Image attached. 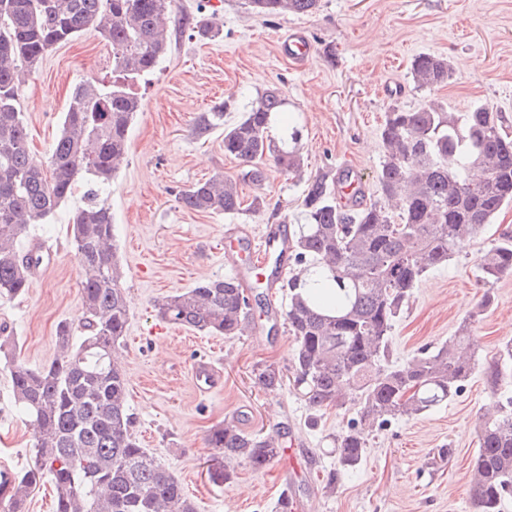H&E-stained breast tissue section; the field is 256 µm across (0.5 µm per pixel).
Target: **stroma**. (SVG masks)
Wrapping results in <instances>:
<instances>
[{"mask_svg": "<svg viewBox=\"0 0 512 512\" xmlns=\"http://www.w3.org/2000/svg\"><path fill=\"white\" fill-rule=\"evenodd\" d=\"M205 22L220 26L219 38L198 35ZM293 28L311 44V57L301 66L279 48ZM166 35V57L131 86L143 108L130 129L126 160L101 195L112 211L122 286L134 300L120 354L142 447L182 483L198 512H275L287 488L299 501L298 512H473L469 462L493 399L486 372L512 341V275L483 283L479 263L501 232H512V205L448 264L422 278L392 329L391 359L403 363L473 318L478 362L463 392L448 405L371 432L364 461L331 492L323 474L336 466L333 439L359 406L351 401L327 410L310 426L313 411L294 385L286 290L266 288L248 332L232 339L178 325L163 334L158 305L203 279L229 275L254 285L261 235L279 223L287 234L297 233L309 178L348 169L374 194L383 157L378 130L390 105L415 109L435 97L463 112L480 100L499 112L512 133V0H322L314 14L274 18L252 14L246 0H173ZM422 53L447 57L453 67L448 86L432 93L415 89L410 64ZM89 78L112 82V48L92 30L54 49L28 77L20 110L37 156L47 155L58 137L71 89ZM273 86L285 104L272 134L299 130L301 174L272 167L262 185L243 182L244 201L257 195L265 200L258 214L184 209L179 190L240 169L224 154L221 130L199 135L201 113L227 98L247 104ZM80 203V194H73L47 223L31 227L29 239L53 246L55 262L26 295L0 300V326L14 338L17 359L32 368L55 358L58 322L78 321L81 314L79 267L67 236L68 219ZM229 238L240 242L230 254L224 251ZM486 294L493 303L484 310ZM205 354L224 374L221 389L207 395L191 376L194 361ZM262 363L278 367L276 388L257 383L255 369ZM236 418L246 430L278 439L293 462L264 471L240 465L231 483L212 482L218 453L208 447L207 432ZM442 448L449 449L447 458L439 457ZM0 456L20 471L34 456L32 430L14 402L10 368L2 359Z\"/></svg>", "mask_w": 512, "mask_h": 512, "instance_id": "obj_1", "label": "stroma"}]
</instances>
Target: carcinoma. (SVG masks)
I'll return each mask as SVG.
<instances>
[{
    "label": "carcinoma",
    "instance_id": "1",
    "mask_svg": "<svg viewBox=\"0 0 512 512\" xmlns=\"http://www.w3.org/2000/svg\"><path fill=\"white\" fill-rule=\"evenodd\" d=\"M252 13L274 17L313 14L321 0H248ZM171 0H0V299L26 294L41 253L20 251L33 224H44L57 207L87 186L67 224L80 269L78 323L56 327L59 353L32 369L15 360V342L0 341L11 363L15 403L34 436L32 463L18 476L10 510L27 503L45 477L52 478L55 512H197L173 476L132 432L117 349L126 336L129 310L122 268L113 243L112 212L99 195L112 183L129 148V131L142 100L129 83L153 72L167 52L165 16ZM88 29L112 46L111 84L84 80L71 90L61 131L43 159L29 148L19 107L22 86L46 55ZM420 90L448 85V59L420 54L411 63ZM227 100L200 118L199 134L224 127V154L239 160L237 176L199 181L178 194L196 213L243 210L239 183L266 179L267 166L297 176L302 158L269 134L281 110L279 88L262 92L243 115L224 123ZM384 155L376 173L378 195L363 205L336 201V178L314 176L304 190V218L288 259L301 266L283 283L285 320L294 337L295 383L319 412L339 408L355 392L358 419L334 439L338 468L326 475L335 486L366 455L374 427L413 417L448 403L464 389L476 365V349L458 335L426 347L410 360L390 361L391 331L413 289L432 268L443 266L512 204V137L499 113L484 104L457 112L438 100L416 110L389 106L379 130ZM482 281L512 273V233H502L481 258ZM234 277L206 279L159 303L175 325L233 338L244 331L252 301ZM79 341H74L75 329ZM257 383L280 381L273 364L258 369ZM487 382L498 399L482 417L471 460L475 512H502L512 496V372L495 365ZM208 445L224 467L212 474L229 483L240 464L263 470L280 456L271 437L237 422L210 429Z\"/></svg>",
    "mask_w": 512,
    "mask_h": 512
}]
</instances>
